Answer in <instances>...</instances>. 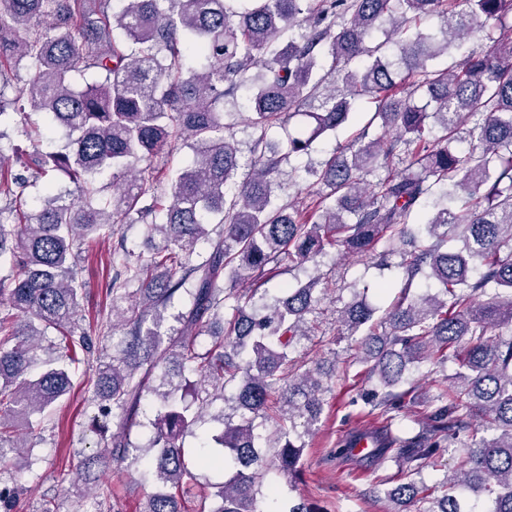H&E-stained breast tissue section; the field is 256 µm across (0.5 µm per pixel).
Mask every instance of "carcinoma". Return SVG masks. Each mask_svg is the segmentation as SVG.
Returning a JSON list of instances; mask_svg holds the SVG:
<instances>
[{
    "mask_svg": "<svg viewBox=\"0 0 512 512\" xmlns=\"http://www.w3.org/2000/svg\"><path fill=\"white\" fill-rule=\"evenodd\" d=\"M119 4L0 0V122L29 110L62 128V148L34 151L30 165L40 175L62 173L78 190L48 187L27 209L28 177L0 149V215L17 217L0 222V265L9 264L0 300L13 309L0 316V437L32 426L34 415L48 418L71 391L69 366L96 354L76 324L81 245L145 214L150 259L123 251L112 280V328L125 336L86 380L90 401L117 428L106 454L79 465L98 497L112 493L98 473L115 466L119 480L134 474L144 487L161 486L146 493L142 512H186L183 484L196 475L182 440L217 400L229 411L213 417L218 428L196 465L224 470V481L207 494L213 506L202 501L197 512H261L264 477L297 475L331 390L318 368L291 356L311 333L319 277L283 289L271 305L237 285L263 279L271 263H314L336 247L348 258L398 254L403 276L381 316L359 297L341 311L343 334L368 326L360 344V362L376 380L368 414L385 425L354 431L333 456L347 460L355 441L370 438L374 469L394 465L405 474L384 493L402 505L418 496L423 469L457 448L443 495L422 512H462L464 497L488 502L486 512H512V0ZM424 16L441 20L440 35L417 27ZM489 21L499 37L488 49L436 65ZM381 28L397 47L393 60L369 45ZM22 68L31 77L6 97L4 79ZM88 74L95 80L80 85ZM242 87L250 91L247 123L260 132L246 160L224 123V107ZM360 98L375 112L353 143L295 169L319 187L317 198L280 203L283 165L355 120ZM376 120L380 131L372 134ZM273 127L284 132L280 144L267 140ZM183 148L193 158L166 201L158 186L167 171L155 160ZM394 162L401 168L391 169ZM243 167L248 176L239 182ZM380 168L384 176L367 180ZM106 171L108 196L95 181ZM212 215L222 224L214 234ZM412 217L424 229L419 241L408 229ZM449 241L461 247L443 249ZM200 244L207 256L194 262ZM421 274L432 289L415 296ZM133 283L138 300L123 308ZM181 295L183 307L168 314ZM229 299L233 319L215 331ZM49 328L61 335L51 350L42 346ZM450 360L460 372L446 386L437 382L429 422L404 429L399 413L415 391L402 388L407 374ZM274 393L278 428L263 445L254 421ZM147 396L152 432L135 443ZM19 495L20 487L0 484V512H15Z\"/></svg>",
    "mask_w": 512,
    "mask_h": 512,
    "instance_id": "carcinoma-1",
    "label": "carcinoma"
}]
</instances>
